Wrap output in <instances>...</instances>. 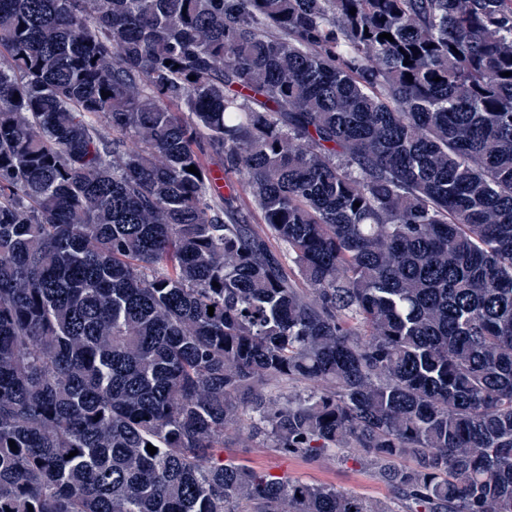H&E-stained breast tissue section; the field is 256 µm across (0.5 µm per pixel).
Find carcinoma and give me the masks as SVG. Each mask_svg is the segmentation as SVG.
<instances>
[{
	"label": "carcinoma",
	"instance_id": "1",
	"mask_svg": "<svg viewBox=\"0 0 512 512\" xmlns=\"http://www.w3.org/2000/svg\"><path fill=\"white\" fill-rule=\"evenodd\" d=\"M242 415L512 512V0H0V512H396ZM247 434L244 422L234 425L225 439L224 457L233 456L256 470L290 480L332 485L368 499L387 503L394 501V492L379 480L365 460L357 462L352 457L343 459L330 456L311 460L303 455H283L246 441ZM394 502L400 511L407 512L400 501Z\"/></svg>",
	"mask_w": 512,
	"mask_h": 512
}]
</instances>
